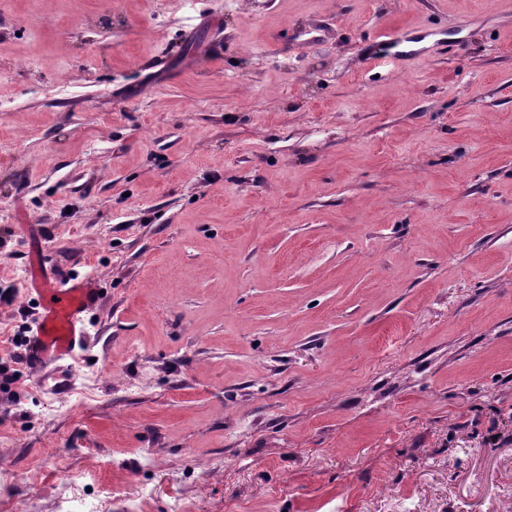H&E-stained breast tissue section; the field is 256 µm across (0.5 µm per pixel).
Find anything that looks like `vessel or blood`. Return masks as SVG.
<instances>
[{
  "label": "vessel or blood",
  "instance_id": "obj_1",
  "mask_svg": "<svg viewBox=\"0 0 512 512\" xmlns=\"http://www.w3.org/2000/svg\"><path fill=\"white\" fill-rule=\"evenodd\" d=\"M26 282L40 301L41 312L31 327L32 361L52 364L77 359L87 344V314L101 300V290L86 278H61L47 258L38 233L26 241Z\"/></svg>",
  "mask_w": 512,
  "mask_h": 512
}]
</instances>
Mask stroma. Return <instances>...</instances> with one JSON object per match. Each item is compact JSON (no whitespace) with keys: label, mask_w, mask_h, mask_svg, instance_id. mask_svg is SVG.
I'll use <instances>...</instances> for the list:
<instances>
[{"label":"stroma","mask_w":512,"mask_h":512,"mask_svg":"<svg viewBox=\"0 0 512 512\" xmlns=\"http://www.w3.org/2000/svg\"><path fill=\"white\" fill-rule=\"evenodd\" d=\"M29 224L0 505L512 512V0H0V359ZM27 291L35 293L41 313L31 326L33 364L76 360L87 344V314L101 300V290L87 278H61L47 259L37 232L26 243Z\"/></svg>","instance_id":"obj_1"}]
</instances>
